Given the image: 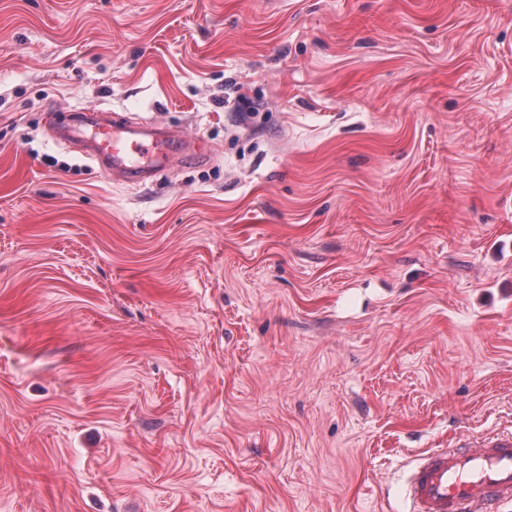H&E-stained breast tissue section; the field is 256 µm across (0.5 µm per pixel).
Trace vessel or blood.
Wrapping results in <instances>:
<instances>
[{"label": "vessel or blood", "mask_w": 512, "mask_h": 512, "mask_svg": "<svg viewBox=\"0 0 512 512\" xmlns=\"http://www.w3.org/2000/svg\"><path fill=\"white\" fill-rule=\"evenodd\" d=\"M81 119L57 130L108 174L141 184L179 158L203 159L174 134L133 125L112 111L81 109ZM410 512H501L512 503V430H488L421 454L406 481Z\"/></svg>", "instance_id": "obj_1"}]
</instances>
